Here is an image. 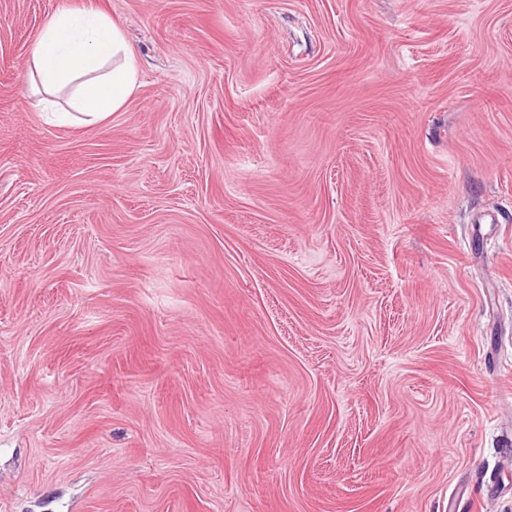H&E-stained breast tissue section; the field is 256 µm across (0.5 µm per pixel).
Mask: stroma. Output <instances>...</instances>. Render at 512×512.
Returning a JSON list of instances; mask_svg holds the SVG:
<instances>
[{"instance_id": "35a3bbf8", "label": "stroma", "mask_w": 512, "mask_h": 512, "mask_svg": "<svg viewBox=\"0 0 512 512\" xmlns=\"http://www.w3.org/2000/svg\"><path fill=\"white\" fill-rule=\"evenodd\" d=\"M511 402L512 0H0V512H512ZM31 90L58 124L92 127L120 110L139 84L136 54L121 28L91 9L48 16L31 53ZM72 89L69 109L50 96Z\"/></svg>"}]
</instances>
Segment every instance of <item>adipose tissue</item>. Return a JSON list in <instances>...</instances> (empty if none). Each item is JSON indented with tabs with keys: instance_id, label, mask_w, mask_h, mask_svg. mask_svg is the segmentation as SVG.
<instances>
[{
	"instance_id": "adipose-tissue-1",
	"label": "adipose tissue",
	"mask_w": 512,
	"mask_h": 512,
	"mask_svg": "<svg viewBox=\"0 0 512 512\" xmlns=\"http://www.w3.org/2000/svg\"><path fill=\"white\" fill-rule=\"evenodd\" d=\"M31 90L60 124L92 127L120 110L139 84L136 54L121 28L91 9L48 16L31 53ZM71 90L69 108L54 94Z\"/></svg>"
}]
</instances>
